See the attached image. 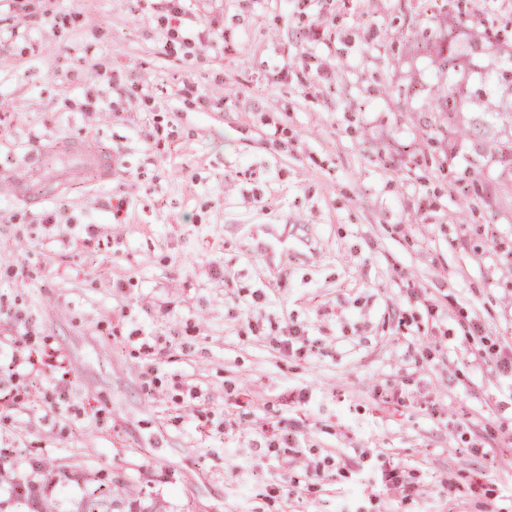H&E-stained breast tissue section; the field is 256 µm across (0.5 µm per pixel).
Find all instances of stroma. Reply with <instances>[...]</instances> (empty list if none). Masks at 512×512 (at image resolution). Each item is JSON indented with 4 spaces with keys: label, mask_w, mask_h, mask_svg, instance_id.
<instances>
[{
    "label": "stroma",
    "mask_w": 512,
    "mask_h": 512,
    "mask_svg": "<svg viewBox=\"0 0 512 512\" xmlns=\"http://www.w3.org/2000/svg\"><path fill=\"white\" fill-rule=\"evenodd\" d=\"M422 26L464 34L428 0L0 9V359L66 366L0 371V499L111 474L160 512H512V381L468 360L512 340V164L433 111ZM383 452L416 496L363 488ZM80 163L91 166L98 172L102 181H108L112 177V156H104L89 144H83L75 151Z\"/></svg>",
    "instance_id": "obj_1"
}]
</instances>
